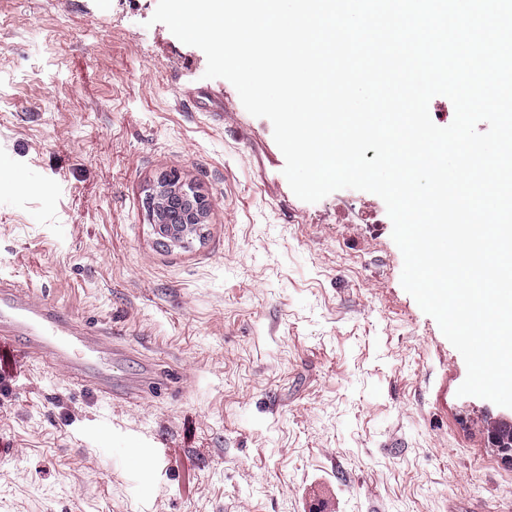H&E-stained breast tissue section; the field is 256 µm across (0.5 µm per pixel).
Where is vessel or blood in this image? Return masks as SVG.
<instances>
[{
    "mask_svg": "<svg viewBox=\"0 0 512 512\" xmlns=\"http://www.w3.org/2000/svg\"><path fill=\"white\" fill-rule=\"evenodd\" d=\"M19 348L93 394L114 392L112 360L118 350L104 336L78 325L59 307L0 282V347Z\"/></svg>",
    "mask_w": 512,
    "mask_h": 512,
    "instance_id": "obj_1",
    "label": "vessel or blood"
}]
</instances>
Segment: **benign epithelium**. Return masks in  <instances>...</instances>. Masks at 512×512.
<instances>
[{
  "label": "benign epithelium",
  "mask_w": 512,
  "mask_h": 512,
  "mask_svg": "<svg viewBox=\"0 0 512 512\" xmlns=\"http://www.w3.org/2000/svg\"><path fill=\"white\" fill-rule=\"evenodd\" d=\"M153 211L160 241L184 246L207 218L204 200L190 185L173 177L154 185L147 197Z\"/></svg>",
  "instance_id": "benign-epithelium-1"
}]
</instances>
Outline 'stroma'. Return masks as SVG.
<instances>
[{"label":"stroma","mask_w":512,"mask_h":512,"mask_svg":"<svg viewBox=\"0 0 512 512\" xmlns=\"http://www.w3.org/2000/svg\"><path fill=\"white\" fill-rule=\"evenodd\" d=\"M156 6L0 0V279L128 347L123 380L178 374L110 401L0 358V512H512L486 433L512 408L458 396L382 199H298L270 120ZM172 172L210 212L163 249Z\"/></svg>","instance_id":"1"}]
</instances>
